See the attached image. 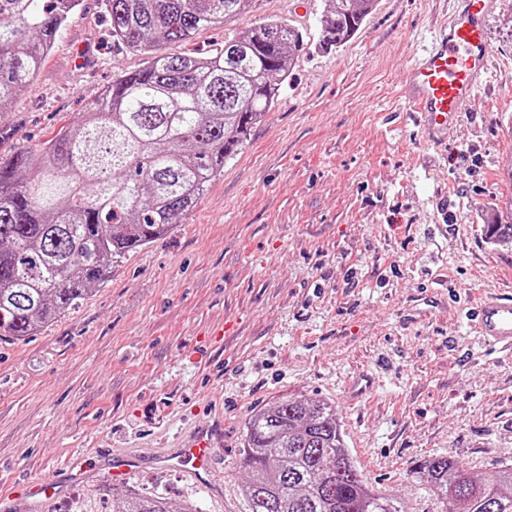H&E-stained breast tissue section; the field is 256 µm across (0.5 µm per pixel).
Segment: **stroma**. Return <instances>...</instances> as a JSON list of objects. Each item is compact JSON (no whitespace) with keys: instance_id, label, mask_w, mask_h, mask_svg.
<instances>
[{"instance_id":"35a3bbf8","label":"stroma","mask_w":512,"mask_h":512,"mask_svg":"<svg viewBox=\"0 0 512 512\" xmlns=\"http://www.w3.org/2000/svg\"><path fill=\"white\" fill-rule=\"evenodd\" d=\"M262 0L308 49L174 231L131 253L79 305L20 341H0V481L61 482L94 470L44 512L111 484L103 455L148 452L164 432L224 412L223 502L182 473L147 467L128 492L173 507L248 512L240 450L253 410L285 397L335 405L344 442L400 512H441L418 461L481 477L512 462V360L480 357L464 313L512 277V245L488 233L512 198V0L488 19L490 72L436 150L401 88L450 0H377L344 45L318 46L329 0ZM144 55L113 44L101 0H83L34 87L0 122V153L38 148L76 124ZM449 231L432 236L435 225Z\"/></svg>"}]
</instances>
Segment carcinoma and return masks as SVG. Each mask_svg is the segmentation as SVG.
Here are the masks:
<instances>
[{
    "label": "carcinoma",
    "mask_w": 512,
    "mask_h": 512,
    "mask_svg": "<svg viewBox=\"0 0 512 512\" xmlns=\"http://www.w3.org/2000/svg\"><path fill=\"white\" fill-rule=\"evenodd\" d=\"M262 0H102L112 41L148 55L112 79L85 119L36 151L0 154V340H22L104 284L126 256L173 231L224 161L278 100L304 50L281 18L234 28L206 57L157 47L213 25L227 27ZM80 0H0V115L34 87L45 56ZM375 0H330L319 47L361 29ZM490 234L512 244V199ZM250 512H399L346 448L336 408L286 397L257 410L241 452ZM448 512H512V463L478 480L446 456L426 458ZM110 512L175 510L160 494L112 490Z\"/></svg>",
    "instance_id": "carcinoma-1"
}]
</instances>
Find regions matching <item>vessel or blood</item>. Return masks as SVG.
Listing matches in <instances>:
<instances>
[{
    "label": "vessel or blood",
    "instance_id": "vessel-or-blood-1",
    "mask_svg": "<svg viewBox=\"0 0 512 512\" xmlns=\"http://www.w3.org/2000/svg\"><path fill=\"white\" fill-rule=\"evenodd\" d=\"M496 0H458L422 57L411 68L405 90L408 107L420 115V125L428 140L442 146L450 125L456 123L467 103L483 84L489 70V34L486 21ZM467 324L487 352L512 359V294L485 293L466 316ZM224 441V417L217 414L202 426L168 442L160 454L167 465L186 469L197 484L219 461ZM109 472L125 481L143 469L138 452L120 450L109 456ZM211 496L220 498L223 488L207 485ZM63 491L57 484L28 481L0 482V512H37L41 501Z\"/></svg>",
    "mask_w": 512,
    "mask_h": 512
}]
</instances>
